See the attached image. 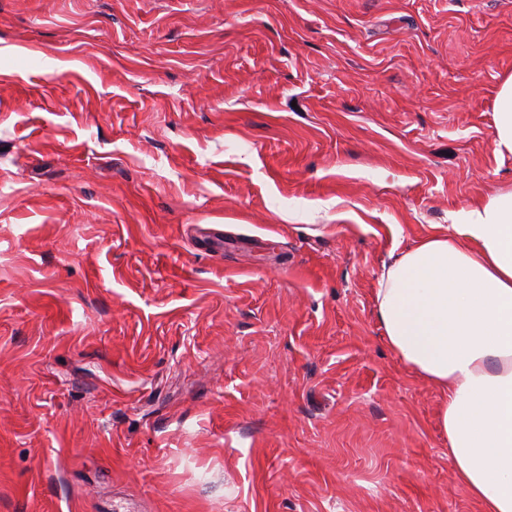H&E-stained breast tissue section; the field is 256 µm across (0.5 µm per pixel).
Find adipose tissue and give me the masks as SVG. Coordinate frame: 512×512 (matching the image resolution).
Wrapping results in <instances>:
<instances>
[{
    "label": "adipose tissue",
    "instance_id": "adipose-tissue-1",
    "mask_svg": "<svg viewBox=\"0 0 512 512\" xmlns=\"http://www.w3.org/2000/svg\"><path fill=\"white\" fill-rule=\"evenodd\" d=\"M494 150L512 154V76L495 97ZM390 349L436 385L448 457L483 512H512V192L385 266L375 293Z\"/></svg>",
    "mask_w": 512,
    "mask_h": 512
}]
</instances>
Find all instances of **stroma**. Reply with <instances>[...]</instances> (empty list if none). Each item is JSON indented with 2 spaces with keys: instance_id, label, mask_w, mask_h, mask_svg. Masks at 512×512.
Wrapping results in <instances>:
<instances>
[{
  "instance_id": "1",
  "label": "stroma",
  "mask_w": 512,
  "mask_h": 512,
  "mask_svg": "<svg viewBox=\"0 0 512 512\" xmlns=\"http://www.w3.org/2000/svg\"><path fill=\"white\" fill-rule=\"evenodd\" d=\"M511 75L512 0H0V512H482L375 288Z\"/></svg>"
}]
</instances>
